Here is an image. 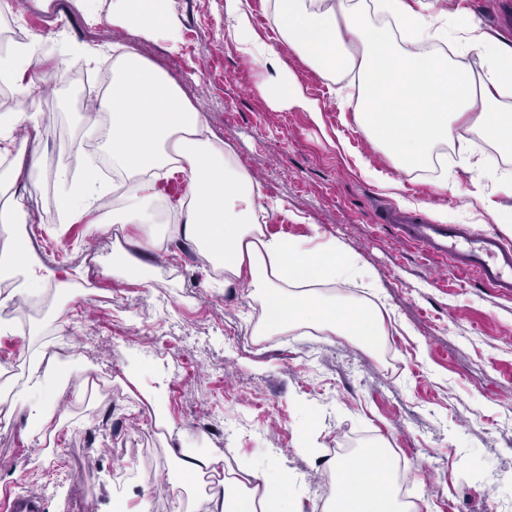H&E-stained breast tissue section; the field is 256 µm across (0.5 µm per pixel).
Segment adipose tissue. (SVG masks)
Masks as SVG:
<instances>
[{
	"label": "adipose tissue",
	"mask_w": 512,
	"mask_h": 512,
	"mask_svg": "<svg viewBox=\"0 0 512 512\" xmlns=\"http://www.w3.org/2000/svg\"><path fill=\"white\" fill-rule=\"evenodd\" d=\"M432 7L431 0H274L272 20L282 41L319 74L356 76L355 120L397 168H425L448 143L467 153L475 132L511 158L512 44L461 27L459 45L481 60L479 70L465 68L456 56L435 49L441 34ZM112 24L147 39L178 33L167 0H112ZM40 43L33 36L0 50V84L33 102L48 78ZM274 71L275 99L288 108L319 111L318 100L292 71L282 64ZM98 108L110 116L99 136L101 147L127 182L112 221L138 228V249L159 244L149 173L178 165L187 180L188 200L170 233L192 243L225 281L246 282L249 297L268 309L253 331L257 341L315 328L355 337L372 350L383 345L387 331L381 309L365 298L344 301L335 290L336 283L349 282L374 293L378 281L360 269L352 250L338 240L267 234L261 220L268 211L252 175L162 70L135 51H125ZM59 178L72 222L96 211L98 186L66 167ZM5 193L10 203L0 208V230L12 246L0 253L1 307L15 295H38L56 285L53 270L28 244L22 195L0 180V194ZM44 360V353L32 355L21 388L36 433L56 414L48 387L54 373ZM179 461L206 484L202 508L179 506L175 512H305L287 479L275 480L250 467L221 471L216 458L187 450ZM322 472L336 489L329 512H408L384 443L328 459Z\"/></svg>",
	"instance_id": "obj_1"
}]
</instances>
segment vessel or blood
Here are the masks:
<instances>
[{"label":"vessel or blood","mask_w":512,"mask_h":512,"mask_svg":"<svg viewBox=\"0 0 512 512\" xmlns=\"http://www.w3.org/2000/svg\"><path fill=\"white\" fill-rule=\"evenodd\" d=\"M401 230L406 242L450 261L460 273H476L485 287L512 291V248L493 233L423 221L402 225Z\"/></svg>","instance_id":"1"}]
</instances>
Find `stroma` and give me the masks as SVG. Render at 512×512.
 Here are the masks:
<instances>
[{
  "mask_svg": "<svg viewBox=\"0 0 512 512\" xmlns=\"http://www.w3.org/2000/svg\"><path fill=\"white\" fill-rule=\"evenodd\" d=\"M0 43L15 35L53 44H118L160 67L202 112L210 130L251 173L262 194L279 200L266 225L281 237L321 235L344 241L381 284L390 340L373 353L346 336L307 328L256 342L257 305L239 283L224 285L206 259L180 239L143 256L140 278L112 276L115 240L134 228L105 232L62 223L58 172L88 145L81 113L86 92H99L98 70L76 67L51 80L37 102L0 86V113L40 111L38 128H18L38 184L19 179L30 244L57 281L78 280L80 295L17 297L13 333L0 335V366L14 380L29 355L75 356L109 386L90 400L81 382L62 387L53 451L24 432L26 414L11 404L0 418V493L42 497L41 512H172L186 485L174 452L197 448L238 467L287 472L304 498L321 501V457L382 438L417 476L408 490L420 512H512V294L461 275L451 263L406 241L387 214L430 217L496 231L479 196L476 164L512 172V159L471 141L470 159L447 155L448 187L435 173L395 168L354 121L351 83H331L273 35L272 0H249L253 36L273 48L317 98V113L279 107L266 90L272 71L244 53L230 34L224 0H170L177 41L146 40L109 21L87 25L76 0H9ZM504 0H438L447 30L475 25L512 41ZM165 407L172 428L156 427ZM313 438L319 456L305 454Z\"/></svg>",
  "mask_w": 512,
  "mask_h": 512,
  "instance_id": "35a3bbf8",
  "label": "stroma"
}]
</instances>
